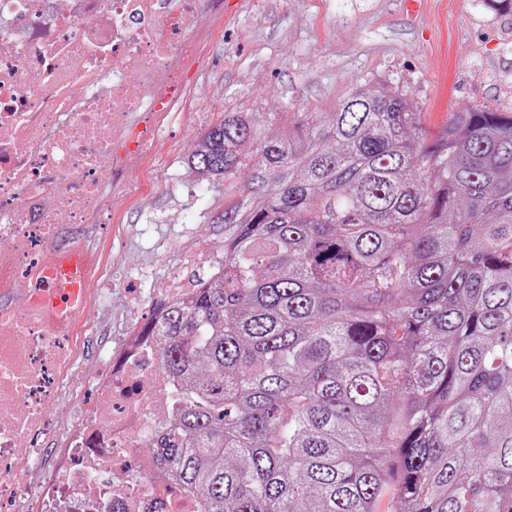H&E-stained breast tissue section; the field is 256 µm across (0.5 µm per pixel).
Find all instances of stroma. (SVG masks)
I'll return each mask as SVG.
<instances>
[{
    "mask_svg": "<svg viewBox=\"0 0 512 512\" xmlns=\"http://www.w3.org/2000/svg\"><path fill=\"white\" fill-rule=\"evenodd\" d=\"M383 84L414 99L430 142L461 109L512 113V12L496 11L492 0H418L411 12L402 0H224L194 107L210 124L227 112H332L353 87ZM201 132L181 117L160 131L157 154L138 175L149 200L115 212L101 248L110 301L83 333L76 380L102 371L128 309L171 266L203 275L186 228L223 241L224 227L213 221L222 191L206 188L199 201L176 188ZM160 240L165 250H157Z\"/></svg>",
    "mask_w": 512,
    "mask_h": 512,
    "instance_id": "1",
    "label": "stroma"
}]
</instances>
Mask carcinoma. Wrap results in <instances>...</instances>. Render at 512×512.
<instances>
[{"mask_svg": "<svg viewBox=\"0 0 512 512\" xmlns=\"http://www.w3.org/2000/svg\"><path fill=\"white\" fill-rule=\"evenodd\" d=\"M224 275L154 327L185 383L148 441L204 512H512V114L434 142L416 102L226 112Z\"/></svg>", "mask_w": 512, "mask_h": 512, "instance_id": "carcinoma-1", "label": "carcinoma"}]
</instances>
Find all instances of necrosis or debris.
Masks as SVG:
<instances>
[{
	"instance_id": "1",
	"label": "necrosis or debris",
	"mask_w": 512,
	"mask_h": 512,
	"mask_svg": "<svg viewBox=\"0 0 512 512\" xmlns=\"http://www.w3.org/2000/svg\"><path fill=\"white\" fill-rule=\"evenodd\" d=\"M223 18L224 0H0V512H202L141 448L180 399L143 326L194 282L172 272L149 315H131L92 400L70 375L106 299L97 245L115 208L143 197L135 176ZM77 250L92 286L60 312L44 293L67 284ZM53 440L51 474L32 481Z\"/></svg>"
}]
</instances>
